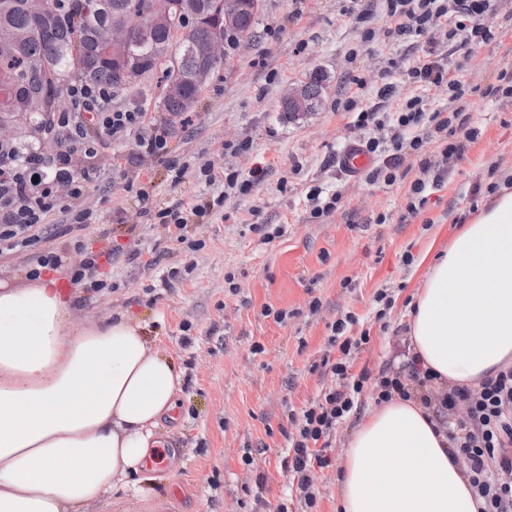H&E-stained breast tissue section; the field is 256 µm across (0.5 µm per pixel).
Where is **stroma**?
<instances>
[{
    "mask_svg": "<svg viewBox=\"0 0 512 512\" xmlns=\"http://www.w3.org/2000/svg\"><path fill=\"white\" fill-rule=\"evenodd\" d=\"M348 6V0H263L254 37L231 50L188 121L164 134L168 157L193 166L182 181L173 182L164 162L139 159L136 135H99L93 161L99 178L78 202L95 221L81 232L86 251H71L69 263L82 265L106 234L124 250L112 261L111 289L93 292L65 276L60 283L88 319L123 315L140 323L149 347L182 370L183 384L173 418L158 427L168 458L143 474V499L93 501L88 512H276L282 504L302 512L289 495L284 432L291 414L331 383L318 368L331 324L352 313L359 319L353 336H370L352 374L400 371L406 305L426 271L421 258L446 249L458 227L512 182V99L482 95L512 63V0L497 3L501 42L457 47L449 58L467 89L478 137L463 159L449 162L447 179L414 215L407 204L419 170L383 189L338 166L347 143L377 134L356 126L340 103L354 96L360 107L372 106L389 82L395 92L386 109L393 112L420 92L403 73L386 71L389 57L408 65L417 49L411 41L385 43L381 0H364L362 24L347 17ZM367 28L375 33L370 43L362 40ZM316 74L325 87L319 110L284 112L288 88ZM161 79L156 69L113 89V108L146 112L160 123ZM207 164L243 179L259 164L267 172L250 190H228L199 177ZM134 180L149 195L143 213L127 202ZM316 189L341 195L336 213L312 217ZM219 196L220 207L212 203ZM200 200L212 208L193 218L182 243L150 214ZM66 222L64 215L51 217L37 245L0 257V280L29 285L37 255L64 245ZM381 289L394 300L382 317L374 301ZM268 308L286 312V319L265 316ZM358 420L351 415L336 430L333 465L318 474L317 512H336L338 473Z\"/></svg>",
    "mask_w": 512,
    "mask_h": 512,
    "instance_id": "stroma-1",
    "label": "stroma"
}]
</instances>
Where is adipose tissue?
<instances>
[{"mask_svg": "<svg viewBox=\"0 0 512 512\" xmlns=\"http://www.w3.org/2000/svg\"><path fill=\"white\" fill-rule=\"evenodd\" d=\"M408 336L442 383L474 387L512 363V188L429 262ZM181 391L138 322L85 320L53 281L0 282V512H84L139 495ZM339 482L336 512H478L444 430L414 400L366 413Z\"/></svg>", "mask_w": 512, "mask_h": 512, "instance_id": "ef3b65f1", "label": "adipose tissue"}]
</instances>
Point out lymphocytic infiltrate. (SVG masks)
<instances>
[{
  "mask_svg": "<svg viewBox=\"0 0 512 512\" xmlns=\"http://www.w3.org/2000/svg\"><path fill=\"white\" fill-rule=\"evenodd\" d=\"M387 40H415L420 54L413 66L403 67L396 58L389 59L388 69L406 70L407 76L421 90V95L408 98L395 113L373 108L358 109L355 98H348L343 109L355 113L359 126L396 130L390 151L380 165L368 171L370 184L394 186L412 168L422 176L411 185L414 198L409 213H417L425 205L427 188H438L445 178L444 171L432 168L425 147L438 140L443 160L461 158L475 130L469 129V113L460 102L465 95L461 82L454 78L448 59L439 52L435 39L437 28L448 31V41L470 49L501 40L503 33L493 22L496 0H383ZM447 91L453 108L449 111L428 112L423 95L429 91ZM96 123L110 137L138 131L147 122L143 112L121 111L112 107V88L107 84L73 82L68 89V107L52 113L47 120L51 130L62 131L67 147L48 156L37 147L8 146L0 150V256L32 246L41 238L47 220L56 213H68L73 223L87 224L91 213L76 212L74 201L85 193L97 170L90 160L96 155L95 141L87 133L88 123ZM88 158L87 166L74 161L75 152ZM68 251H51L37 257L31 276L42 269L67 270L72 283H88L101 290L107 283L88 280V271L98 265L96 257H88L83 265L69 266ZM354 315H346L331 326L328 352L320 363L335 384L326 388L322 397L300 414L290 417L286 433L289 453L286 467L291 478V490L306 507L318 502L317 473L328 468V454L336 427L359 404V396L368 380H375L378 401L393 396L417 398L434 407L437 416L454 419L455 427L448 433L452 456L462 463L482 506L480 512H512V365L503 367L494 377L468 388L457 385L438 390L431 377L416 362H408L393 375L371 378L369 372L351 374V360L368 335H348Z\"/></svg>",
  "mask_w": 512,
  "mask_h": 512,
  "instance_id": "lymphocytic-infiltrate-1",
  "label": "lymphocytic infiltrate"
}]
</instances>
